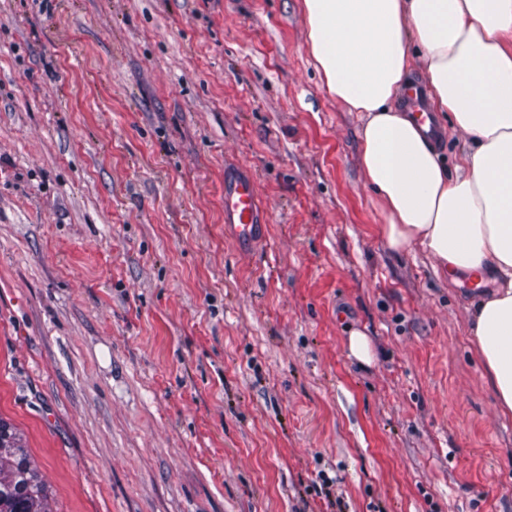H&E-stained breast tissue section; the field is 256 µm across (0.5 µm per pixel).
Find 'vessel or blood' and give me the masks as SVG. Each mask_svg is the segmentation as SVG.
Masks as SVG:
<instances>
[{
  "label": "vessel or blood",
  "mask_w": 512,
  "mask_h": 512,
  "mask_svg": "<svg viewBox=\"0 0 512 512\" xmlns=\"http://www.w3.org/2000/svg\"><path fill=\"white\" fill-rule=\"evenodd\" d=\"M404 105L428 136H436L437 126L419 86L405 94ZM267 222V212L260 200L256 181L251 174L235 168L224 171V223L233 227L236 242H254Z\"/></svg>",
  "instance_id": "vessel-or-blood-1"
}]
</instances>
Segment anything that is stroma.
<instances>
[{"mask_svg":"<svg viewBox=\"0 0 512 512\" xmlns=\"http://www.w3.org/2000/svg\"><path fill=\"white\" fill-rule=\"evenodd\" d=\"M306 29L301 0H0V418L48 512H512L475 294L388 248ZM229 162L269 214L246 248ZM349 355L358 362L370 365L375 359V352L370 339L362 332L351 333L348 340Z\"/></svg>","mask_w":512,"mask_h":512,"instance_id":"35a3bbf8","label":"stroma"}]
</instances>
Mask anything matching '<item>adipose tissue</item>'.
<instances>
[{
    "mask_svg": "<svg viewBox=\"0 0 512 512\" xmlns=\"http://www.w3.org/2000/svg\"><path fill=\"white\" fill-rule=\"evenodd\" d=\"M314 66L358 113L360 164L395 252L492 280L474 303L470 343L501 417L512 416V0H302ZM433 111L468 137L455 170L400 98L411 46Z\"/></svg>",
    "mask_w": 512,
    "mask_h": 512,
    "instance_id": "ef3b65f1",
    "label": "adipose tissue"
}]
</instances>
